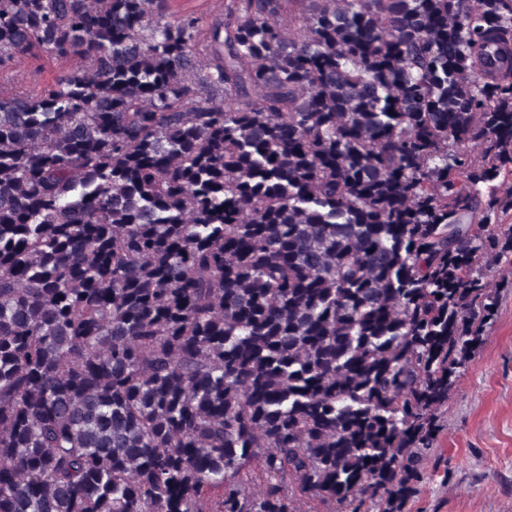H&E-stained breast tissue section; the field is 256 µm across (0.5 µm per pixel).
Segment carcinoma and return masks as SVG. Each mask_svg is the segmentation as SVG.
<instances>
[{
  "instance_id": "1",
  "label": "carcinoma",
  "mask_w": 512,
  "mask_h": 512,
  "mask_svg": "<svg viewBox=\"0 0 512 512\" xmlns=\"http://www.w3.org/2000/svg\"><path fill=\"white\" fill-rule=\"evenodd\" d=\"M0 0V512H404L512 265V0ZM219 492L212 507L203 494ZM163 12L173 16L191 13L204 22H211L224 14V0H166ZM68 67V62L36 51L17 68L18 72H12L7 76L0 72V85L9 84L7 78L10 80L12 77V84L29 90L39 89L44 83L66 72Z\"/></svg>"
}]
</instances>
